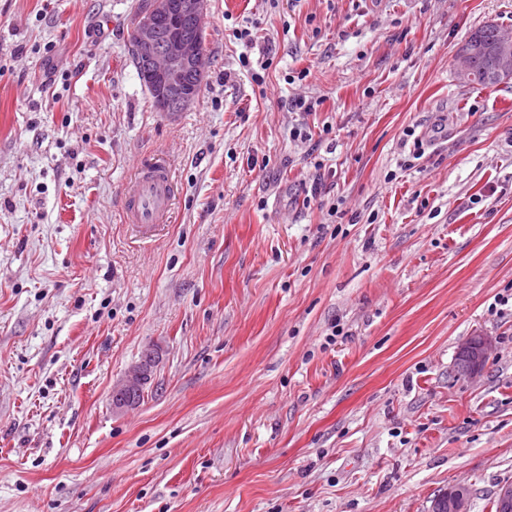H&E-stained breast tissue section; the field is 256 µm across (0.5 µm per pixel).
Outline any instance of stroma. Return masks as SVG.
I'll use <instances>...</instances> for the list:
<instances>
[{
	"label": "stroma",
	"instance_id": "obj_1",
	"mask_svg": "<svg viewBox=\"0 0 512 512\" xmlns=\"http://www.w3.org/2000/svg\"><path fill=\"white\" fill-rule=\"evenodd\" d=\"M137 6L0 0V512H430L456 484L493 512L512 83L454 56L512 33V0H207L174 121L131 62ZM160 154L174 218L138 242L121 192ZM149 348L142 401L113 410ZM493 347V339L482 333L467 336L461 341L457 351V358L465 366L469 376L478 375Z\"/></svg>",
	"mask_w": 512,
	"mask_h": 512
}]
</instances>
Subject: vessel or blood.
Returning a JSON list of instances; mask_svg holds the SVG:
<instances>
[{"label": "vessel or blood", "instance_id": "vessel-or-blood-1", "mask_svg": "<svg viewBox=\"0 0 512 512\" xmlns=\"http://www.w3.org/2000/svg\"><path fill=\"white\" fill-rule=\"evenodd\" d=\"M174 206V179L169 164L148 161L124 189L125 221L148 240L167 224Z\"/></svg>", "mask_w": 512, "mask_h": 512}]
</instances>
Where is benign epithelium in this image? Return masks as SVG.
Masks as SVG:
<instances>
[{
    "mask_svg": "<svg viewBox=\"0 0 512 512\" xmlns=\"http://www.w3.org/2000/svg\"><path fill=\"white\" fill-rule=\"evenodd\" d=\"M207 19V0H150L132 35L131 51L145 77L153 84V102L162 112H183L197 98L205 77L203 32ZM489 63L492 78L499 83L512 81V36L500 32L492 42L480 39L461 45L454 58L457 73L465 80L475 77L480 62ZM493 347V339L475 333L461 341L457 358L467 375L476 376ZM155 362L148 350L112 389V408L136 406ZM497 512H512V483L503 484L497 493ZM431 512H470L469 488L457 484L436 499Z\"/></svg>",
    "mask_w": 512,
    "mask_h": 512,
    "instance_id": "obj_1",
    "label": "benign epithelium"
}]
</instances>
